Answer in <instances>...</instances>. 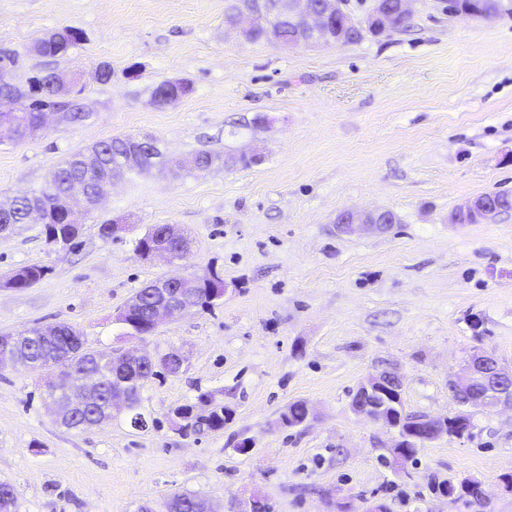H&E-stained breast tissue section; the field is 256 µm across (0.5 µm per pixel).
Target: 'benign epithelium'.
<instances>
[{"label": "benign epithelium", "mask_w": 512, "mask_h": 512, "mask_svg": "<svg viewBox=\"0 0 512 512\" xmlns=\"http://www.w3.org/2000/svg\"><path fill=\"white\" fill-rule=\"evenodd\" d=\"M289 4L291 13L298 18L301 27V37L295 41V45L304 47L338 46L343 40L333 36H326L328 24L335 16L343 17L344 26L357 28V25L342 8V0H322L315 5L312 0H283ZM411 0H398L396 10L387 9L383 0H376V7L367 20L370 31L386 32L397 25L400 16L410 15L409 3ZM85 85L84 72H76L65 75L58 85L56 96L60 97L71 92L77 87ZM492 204L488 201H480L476 198L467 204L457 208L454 212L456 222L459 224L471 222L477 218L491 213ZM394 223V215L390 211H354L347 210L340 213L336 219V228L344 233L355 225H362L372 232H383ZM190 242L173 227L167 228V241L149 244L142 248L139 256L143 260L163 259L175 262L178 256H188ZM199 286V280L193 276L169 277L161 279L150 285L152 288L153 317L151 329L162 322L163 319L180 315L191 308L193 301V289ZM66 331L69 345L66 351L60 353L55 360L48 362L37 361L34 366L42 368L51 365H63L58 378L47 383L45 387L46 397L54 404L57 417L62 426L73 422L76 413L89 406L98 399L101 389L102 377H112V382L120 381L124 367L128 365L147 364L151 368V377L162 373L176 375L184 367V357L176 352H167L156 357L135 353H121L110 358L100 357L101 374L86 376L75 381L70 376L73 365L72 355L76 348L84 347L81 334L71 326L57 325L44 331L35 330L26 333L32 339H50L59 335L60 331ZM26 349L22 345V339L16 333H0V366L9 363L23 361V353ZM512 381V372L504 370L498 361L489 354L477 353L472 356L469 374L453 382L457 403L463 407L486 404L484 398L474 393V386L480 384L491 390L494 395L493 402L512 401V391L506 385ZM352 410L367 417L373 422L381 423L393 428L399 427L395 419L401 417L403 404L401 400V378L390 370H384L371 376L362 382L352 401ZM454 427L460 435L469 431V417L465 412L449 418H431L429 423L411 432L399 431V445L408 448L420 442H429L448 434V427Z\"/></svg>", "instance_id": "obj_1"}]
</instances>
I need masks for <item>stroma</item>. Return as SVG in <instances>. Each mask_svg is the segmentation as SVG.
Here are the masks:
<instances>
[{"instance_id":"35a3bbf8","label":"stroma","mask_w":512,"mask_h":512,"mask_svg":"<svg viewBox=\"0 0 512 512\" xmlns=\"http://www.w3.org/2000/svg\"><path fill=\"white\" fill-rule=\"evenodd\" d=\"M229 0H0V51L17 60L14 108L33 76L110 66L77 101L90 117L48 119L35 137L0 139V202L40 186L77 152L118 135L158 141L164 160L113 184L83 210L77 245L48 242L38 223L0 235V277L36 264L46 277L0 285V331L75 327L88 348L184 355L183 371L146 382L140 412L75 430L45 396L55 368L0 366V482L16 512H138L175 493L213 512H512V403L468 407L472 427L396 462L394 430L354 414L369 376L391 368L407 412L458 410L449 379L479 351L512 371V209L453 224L485 193L512 196V0L495 14H452L445 0H412L404 29L363 32L344 46L288 49L247 42ZM64 27L83 40L65 55L36 42ZM187 95L158 103L163 81ZM207 152L206 171L171 159ZM261 163L225 166L227 155ZM347 209L388 210L382 233L336 229ZM103 224L120 225L114 237ZM170 224L192 242L187 259L141 260L138 239ZM215 266L222 301L131 338L118 311L144 286ZM212 394L231 414L223 430L183 434L173 411ZM310 417L282 426L288 404ZM249 452H239L241 442ZM479 482V502L435 485Z\"/></svg>"}]
</instances>
